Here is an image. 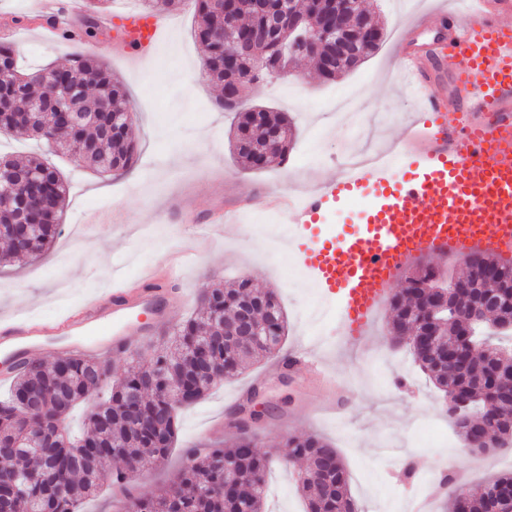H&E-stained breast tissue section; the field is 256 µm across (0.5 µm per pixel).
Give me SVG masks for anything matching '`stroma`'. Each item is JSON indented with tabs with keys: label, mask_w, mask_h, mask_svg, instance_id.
Returning a JSON list of instances; mask_svg holds the SVG:
<instances>
[{
	"label": "stroma",
	"mask_w": 512,
	"mask_h": 512,
	"mask_svg": "<svg viewBox=\"0 0 512 512\" xmlns=\"http://www.w3.org/2000/svg\"><path fill=\"white\" fill-rule=\"evenodd\" d=\"M384 28V39L354 71L331 82L319 78L313 63L295 66L247 91L249 104L288 113L295 126L286 162L259 171L243 170L230 144L231 116L219 109L217 86L205 80L186 83L187 67L201 68L202 49L194 38L195 14L184 8L171 15L166 38L143 65L130 64L113 51L112 34L79 42L48 41L42 32L48 19L38 16L32 0H0V30L20 28L25 36L11 45L25 67H60L78 54L89 55L126 87L136 112L132 134L139 144L133 169L116 176L87 170L74 153L57 154L42 141L11 131L0 132V152L9 157L33 153L57 163L71 181L59 234L39 259H23L0 268V316L33 313L56 317L117 280L148 273L188 239L202 237L200 227L182 223L168 208L171 196L186 199L198 218L233 194L261 188L302 192L335 180L343 156L367 146L391 147L404 135L414 100L396 72L394 47L415 16L433 9L432 0H370ZM355 88L364 136L354 139L348 118H337L336 93ZM279 228L267 213L238 224L221 236L202 238L197 256L182 270L189 294L175 310L173 322L190 316L199 293L213 283L242 276L257 287L272 288L288 315L290 348L302 343L333 366L337 380L351 393L339 413L325 411L327 391L309 374L296 372L281 381L264 359L237 378L215 385L198 403L179 409V434L167 460L137 473L131 487L150 493L168 484L181 466V453L230 439L228 422L234 398L250 387L276 407L275 416L260 420L256 431L261 451L277 450L289 434H316L339 449L347 467L354 499L361 512H407L422 485L432 482L444 458H452L457 474L477 491L488 479L512 471V449L465 454L442 411L443 395L413 364L408 346L391 342L388 312L380 310L371 335L355 342L341 336L336 313L320 293L287 286L294 253L272 256L264 242L250 234L251 224ZM416 477H405L407 466ZM296 464L276 462L268 476V512H301Z\"/></svg>",
	"instance_id": "35a3bbf8"
}]
</instances>
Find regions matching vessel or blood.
Returning a JSON list of instances; mask_svg holds the SVG:
<instances>
[{
    "instance_id": "vessel-or-blood-1",
    "label": "vessel or blood",
    "mask_w": 512,
    "mask_h": 512,
    "mask_svg": "<svg viewBox=\"0 0 512 512\" xmlns=\"http://www.w3.org/2000/svg\"><path fill=\"white\" fill-rule=\"evenodd\" d=\"M432 15L452 24L438 53L451 81L426 73L420 57L400 47L399 76L417 110L393 160L359 166L298 200L281 192L265 198L267 208L288 216L291 250L354 341L369 335L393 285L418 257L484 252L512 260V0ZM99 22L112 27L134 63L146 60L168 30L163 16L139 9ZM348 200L360 202V224L323 229L324 216ZM175 270L166 262L163 272L136 285L121 282L58 317L1 318L0 383L60 338L90 357L130 353L132 337L154 335L186 301ZM302 365L325 368L311 352L287 355L277 368L284 374Z\"/></svg>"
}]
</instances>
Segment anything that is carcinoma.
Segmentation results:
<instances>
[{"label": "carcinoma", "instance_id": "1", "mask_svg": "<svg viewBox=\"0 0 512 512\" xmlns=\"http://www.w3.org/2000/svg\"><path fill=\"white\" fill-rule=\"evenodd\" d=\"M191 2L197 14L195 39L203 49V74L216 86L234 85L237 95L249 88L255 78L248 74L244 60L236 71L224 68L226 58L236 46L225 36L224 0H143L145 9L157 14L180 10ZM98 6L89 10L81 31L63 32L67 39L96 36L94 17ZM239 27L251 31L256 20L251 0H239L236 10ZM320 15L310 4L304 13L283 24L284 46L294 38L288 29L295 24L313 26ZM267 64L264 78L284 70L296 54L256 43ZM0 66L7 74L0 79V131L20 130L28 136L55 143L61 151L77 152L83 163L97 174L121 175L135 163L137 146L130 133L135 111L126 88L95 59L77 55L69 66L27 72L16 60L14 50L0 46ZM61 85L68 92V108L83 115L77 125L58 120L34 119L29 111L34 102H42L41 111L55 107L45 92ZM218 104L232 114L233 154L245 170H261L279 159L286 161L292 141V120L287 113L259 106L257 117L245 123L242 112L219 99ZM4 166L38 175L44 182L43 194L34 201L38 232L23 246L15 244L10 225L20 216L0 196V267L16 260L39 255L53 243L63 211L68 186L62 173L38 155L23 162L0 160ZM466 271L460 276L461 302L482 317L484 327L496 334L512 329L504 323L512 317L507 302L512 289L509 274L512 261L504 262L484 253L465 257ZM419 277L406 275L402 291L389 303L391 329L405 336L424 327L429 302L420 283L440 273L426 263L417 269ZM250 304L257 322L270 323L269 336L224 335V321H233L239 306ZM287 319L277 293L255 287L249 277H241L229 286L220 283L206 289L198 298L193 315L183 320L171 334L167 346L147 345V354L139 351L120 375L110 362H101L75 352L59 355L52 363L27 359L16 371L9 398L0 400V442L14 444L39 438L41 456L33 463L25 491L12 498H0V512H82V505L105 484L113 487L125 512H266V475L276 457L258 450L254 431L238 430L226 444L193 452L167 486L152 494H134L130 476L163 463L177 440V407L165 400L177 387L185 392L181 405L202 399L215 384L211 374L231 379L248 364L259 362L279 350L286 335ZM455 326L445 329L412 359L429 381L443 394L460 390L476 394L474 384L495 369H512V353L501 355L467 350L470 364L461 373L448 362V348L456 343ZM481 422L496 435V449L512 447V404L500 395L481 399ZM85 406L82 434L73 437L64 423L72 410ZM282 447L293 449L294 458L306 463L298 475V487L305 500V512H350L355 502L349 476L336 448L315 435L290 434ZM119 460L123 467L110 470L107 465ZM491 491L466 501L456 496L459 483L448 471L441 488L446 490L448 512H505L506 504L494 490L512 486V472L491 478Z\"/></svg>", "mask_w": 512, "mask_h": 512}]
</instances>
